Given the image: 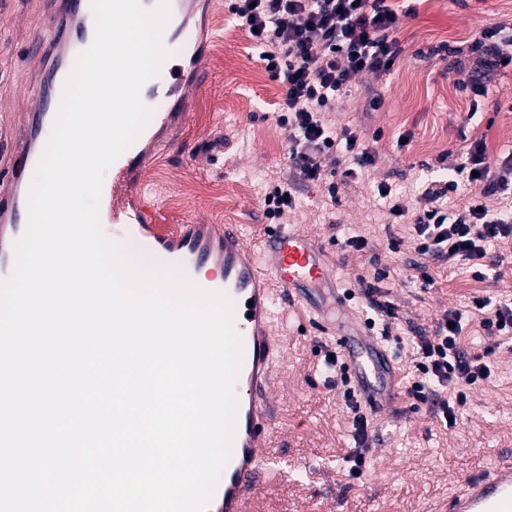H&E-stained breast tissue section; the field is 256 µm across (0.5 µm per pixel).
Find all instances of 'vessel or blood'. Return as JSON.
I'll use <instances>...</instances> for the list:
<instances>
[{"mask_svg": "<svg viewBox=\"0 0 512 512\" xmlns=\"http://www.w3.org/2000/svg\"><path fill=\"white\" fill-rule=\"evenodd\" d=\"M190 0H170L172 19L164 43L191 37L178 18L190 8ZM91 0H56V16L50 37L40 44L45 65L31 89L38 106L27 115L24 132L10 139L13 155L38 164L52 134L63 86L77 56L94 38ZM165 79L148 80L141 89L143 102L154 112L145 127L151 135L150 150L132 144L111 166L112 179L103 183L99 219L111 225L113 240L131 238L146 261L190 282L203 293H223L231 302L234 325L243 346V362L234 384L238 401L236 432L231 456L209 502L210 512H248V504L263 484L282 476L279 457L266 451L275 426L272 388L283 344L272 324V286H279L289 303H309L311 289L332 291L339 305L348 298L340 292L328 269L324 249L315 238L284 224L264 229L257 244H249L236 224L160 223L155 202L146 200L134 181L151 155H165L174 146L171 135L179 113L160 111L185 86L183 68L174 59L163 64ZM10 192L0 194V279L14 266V245L27 226L25 201L28 187L13 179ZM336 343L361 380L371 406L388 395L380 381L393 369L388 353L368 334L340 333ZM445 512H512V457L504 456L487 471L470 474L444 506Z\"/></svg>", "mask_w": 512, "mask_h": 512, "instance_id": "1", "label": "vessel or blood"}]
</instances>
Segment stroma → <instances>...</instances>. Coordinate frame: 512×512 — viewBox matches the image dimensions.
I'll use <instances>...</instances> for the list:
<instances>
[{
  "mask_svg": "<svg viewBox=\"0 0 512 512\" xmlns=\"http://www.w3.org/2000/svg\"><path fill=\"white\" fill-rule=\"evenodd\" d=\"M196 21L208 28L207 82L190 91L186 124L164 158H151L137 175L161 208L167 224L196 219L206 224H239L251 235L267 225L263 198L271 184L287 175L288 137L278 122L283 96L259 60L248 34L225 41L224 30L237 26L230 0L213 4L196 0ZM399 16L397 35L403 51L386 75L353 78L352 94L337 101L330 120L357 124L366 143L378 154L376 167L356 179L335 176L336 195L325 184L294 181L295 206L283 223L314 235L327 252L331 272L341 287L354 292L348 306L324 303L326 331H317L305 305H275L273 322L283 338L277 368V421L267 445L288 462L287 476L255 494L253 512H437L457 483L470 472L492 468L512 454V343L491 357V376L476 386H463L466 404L455 426H444L430 405H413L404 394L415 357L418 333L434 336L446 310L463 314L461 351L473 353L492 338L472 309L478 298L512 294V243L489 246L481 264L448 266L415 253L405 224H388L377 197L379 183L414 213L428 208L422 192L442 173L445 156L465 162L464 149L475 137L487 140L491 157L512 156V68L484 77L487 97L472 103L461 86L478 76L475 40L483 28L499 25L512 36V0H387ZM49 0H11L0 10V131L23 125L32 108L25 88L39 63L31 55L46 34ZM381 97L378 110L363 106ZM409 136L398 147L400 136ZM178 171L170 179L169 171ZM202 191L190 208L171 202L187 186ZM403 243L388 248L389 235ZM351 235L367 238L362 251L342 246ZM427 263L434 278L421 288L417 264ZM388 270L381 282L396 316L389 346L393 372L387 386L390 404L368 413L369 447L362 480L346 476L355 448L353 412L327 384L321 369L326 351L335 349L334 330L362 328L364 300L359 280H372L375 270Z\"/></svg>",
  "mask_w": 512,
  "mask_h": 512,
  "instance_id": "1",
  "label": "stroma"
}]
</instances>
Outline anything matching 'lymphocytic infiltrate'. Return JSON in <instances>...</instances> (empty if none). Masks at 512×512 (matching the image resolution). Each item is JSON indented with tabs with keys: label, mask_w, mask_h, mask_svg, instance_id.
<instances>
[{
	"label": "lymphocytic infiltrate",
	"mask_w": 512,
	"mask_h": 512,
	"mask_svg": "<svg viewBox=\"0 0 512 512\" xmlns=\"http://www.w3.org/2000/svg\"><path fill=\"white\" fill-rule=\"evenodd\" d=\"M230 11L245 26L271 78L283 89L278 105L279 123L288 131L289 158L295 176L303 182L323 183L341 169L356 178L359 170L376 166L379 157L350 126L335 127L328 118L339 98L348 93L354 75L385 74L397 62L402 46L397 37L398 15L386 0H232ZM466 166L449 164L448 178L428 183L425 196L431 209L411 214L390 202L393 224H409L421 255L447 260L449 265L478 263L486 246L512 237V217L493 212L488 196L512 190L496 177L484 138L466 149ZM464 195V206L451 199ZM375 281H361L370 314L368 327L377 328L382 341H391L388 320L394 315L389 301L380 299ZM462 314L452 310L439 324L436 338H416V356L407 397L432 404L440 418L456 417L464 403L459 388L487 379L491 373L486 354L464 355L458 345ZM346 405L354 411V438L358 445L347 471L349 478L363 474L368 421L360 414L355 386L342 357L330 361Z\"/></svg>",
	"instance_id": "obj_1"
}]
</instances>
